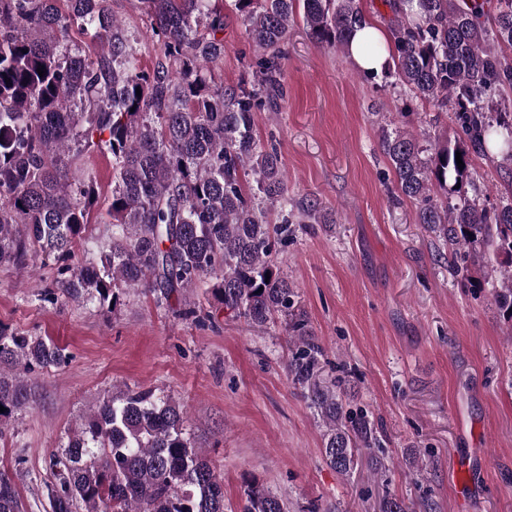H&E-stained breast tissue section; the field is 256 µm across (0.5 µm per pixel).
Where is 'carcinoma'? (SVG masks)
Returning <instances> with one entry per match:
<instances>
[{"mask_svg":"<svg viewBox=\"0 0 512 512\" xmlns=\"http://www.w3.org/2000/svg\"><path fill=\"white\" fill-rule=\"evenodd\" d=\"M383 2L389 42L372 46L388 51L381 73L431 105L427 126L452 113L464 139L424 145L383 126L380 147L417 223L459 256L456 276L484 272L512 322V188L490 207L471 168L474 157L512 165V104L504 102L512 0ZM139 3L162 52L150 70L105 0H0V265L26 268L37 257L56 265L53 301L84 297L113 310L129 290L167 300L211 280L213 299L232 316L258 329L280 319L288 378L322 429L324 461L349 476L363 451L382 447L379 428L349 401L345 365L327 359L274 261L295 225L335 218L316 201L294 208L277 149L253 127L255 111L286 94L280 60L296 8L316 44L345 52L366 22L360 0H235L248 40L266 54L248 89L216 87L207 76L224 54L215 0ZM74 26L104 44L96 60L69 46ZM89 150L110 153L115 171L112 232L97 266L76 254L97 206L92 180L73 170ZM264 202L279 208L280 223L269 221ZM64 362L53 342L0 326V434L28 401L24 376ZM186 419L182 403L150 390L96 402L50 454L51 512H227L224 480ZM0 512H22L5 473ZM243 512L290 510L277 493L251 486ZM374 512L409 510L387 492Z\"/></svg>","mask_w":512,"mask_h":512,"instance_id":"cac0c4a2","label":"carcinoma"}]
</instances>
